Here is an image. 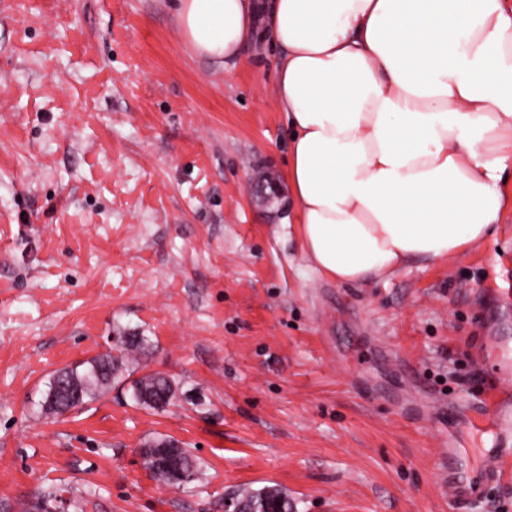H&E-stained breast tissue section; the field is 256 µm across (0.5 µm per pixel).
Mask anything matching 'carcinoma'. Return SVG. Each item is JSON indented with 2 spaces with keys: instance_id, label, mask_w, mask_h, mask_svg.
Returning <instances> with one entry per match:
<instances>
[{
  "instance_id": "obj_1",
  "label": "carcinoma",
  "mask_w": 512,
  "mask_h": 512,
  "mask_svg": "<svg viewBox=\"0 0 512 512\" xmlns=\"http://www.w3.org/2000/svg\"><path fill=\"white\" fill-rule=\"evenodd\" d=\"M146 345L145 337L118 328L114 330L112 346L108 352L73 368L56 371L57 377L51 378L48 389H53L56 382H66L80 391L82 401H92L112 388V383L130 374L131 358L144 352ZM131 388L140 391L144 396V399H138L136 403L150 408H164L174 403L177 398L176 383L159 372L133 380ZM177 462L188 476V480L184 482H174L166 468L148 465L146 469L157 480L179 488L201 479L203 465L186 449H178ZM229 500L239 512H291L294 508L288 492L274 487L256 491L238 490L229 496Z\"/></svg>"
}]
</instances>
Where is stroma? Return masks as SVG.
I'll return each instance as SVG.
<instances>
[{
	"label": "stroma",
	"mask_w": 512,
	"mask_h": 512,
	"mask_svg": "<svg viewBox=\"0 0 512 512\" xmlns=\"http://www.w3.org/2000/svg\"><path fill=\"white\" fill-rule=\"evenodd\" d=\"M275 54L219 67L173 0H0V512L48 490L66 512H224L276 486L297 512H452L441 476L474 468L471 430L512 346V181L495 233L452 260L339 284L305 259L288 202ZM148 336L134 377L44 413L54 371ZM162 436L203 464L160 484ZM131 388L139 390L143 400H135L138 405L150 408H165L177 398L176 383L162 373L144 375L132 381Z\"/></svg>",
	"instance_id": "1"
}]
</instances>
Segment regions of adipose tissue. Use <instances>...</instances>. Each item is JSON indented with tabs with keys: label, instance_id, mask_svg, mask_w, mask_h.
Segmentation results:
<instances>
[{
	"label": "adipose tissue",
	"instance_id": "1",
	"mask_svg": "<svg viewBox=\"0 0 512 512\" xmlns=\"http://www.w3.org/2000/svg\"><path fill=\"white\" fill-rule=\"evenodd\" d=\"M216 64L277 50L288 195L322 275L365 284L483 243L512 176V0H177Z\"/></svg>",
	"mask_w": 512,
	"mask_h": 512
}]
</instances>
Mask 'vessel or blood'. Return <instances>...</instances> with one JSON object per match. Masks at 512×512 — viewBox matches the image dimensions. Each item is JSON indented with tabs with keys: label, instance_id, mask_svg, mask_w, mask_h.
I'll return each instance as SVG.
<instances>
[{
	"label": "vessel or blood",
	"instance_id": "1",
	"mask_svg": "<svg viewBox=\"0 0 512 512\" xmlns=\"http://www.w3.org/2000/svg\"><path fill=\"white\" fill-rule=\"evenodd\" d=\"M489 401L495 413L490 423L495 447L485 450L475 471L462 477L449 474L443 484L450 500L460 506L481 500L489 486L512 475V397L494 392Z\"/></svg>",
	"mask_w": 512,
	"mask_h": 512
}]
</instances>
